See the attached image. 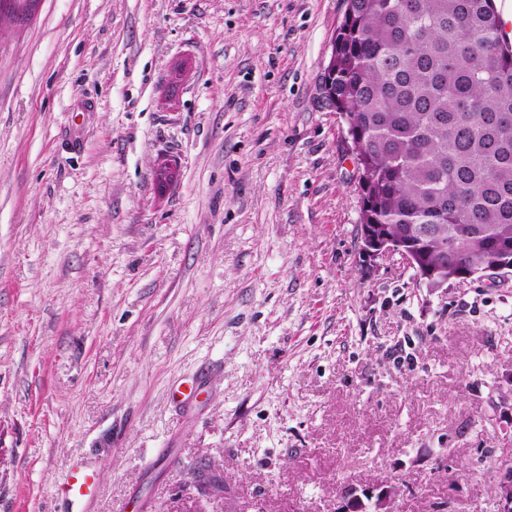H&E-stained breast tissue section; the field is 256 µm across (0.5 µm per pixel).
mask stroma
Returning a JSON list of instances; mask_svg holds the SVG:
<instances>
[{"mask_svg": "<svg viewBox=\"0 0 512 512\" xmlns=\"http://www.w3.org/2000/svg\"><path fill=\"white\" fill-rule=\"evenodd\" d=\"M346 0L0 15V512H489L512 275L362 251ZM191 392L184 404L174 387ZM220 477L222 493L204 480ZM96 489V475L91 469L78 467L62 488V496L75 507L85 509Z\"/></svg>", "mask_w": 512, "mask_h": 512, "instance_id": "stroma-1", "label": "stroma"}]
</instances>
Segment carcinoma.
Here are the masks:
<instances>
[{
	"mask_svg": "<svg viewBox=\"0 0 512 512\" xmlns=\"http://www.w3.org/2000/svg\"><path fill=\"white\" fill-rule=\"evenodd\" d=\"M325 75L366 191L362 223L456 280L512 242V48L492 0H347Z\"/></svg>",
	"mask_w": 512,
	"mask_h": 512,
	"instance_id": "obj_1",
	"label": "carcinoma"
}]
</instances>
